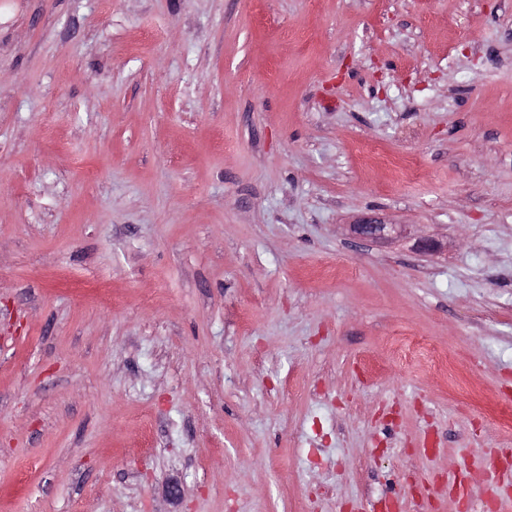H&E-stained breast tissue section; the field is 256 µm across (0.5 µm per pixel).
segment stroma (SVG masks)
<instances>
[{
	"label": "stroma",
	"mask_w": 512,
	"mask_h": 512,
	"mask_svg": "<svg viewBox=\"0 0 512 512\" xmlns=\"http://www.w3.org/2000/svg\"><path fill=\"white\" fill-rule=\"evenodd\" d=\"M386 495L512 512V0H0V512ZM400 224H382L373 220H365L362 224H354V232L360 240H372L388 237L398 232ZM392 349L400 358H408L418 353H425L430 361L433 371L448 383V374L454 377L457 368L448 360V355L436 349L427 337H402L397 338L392 343Z\"/></svg>",
	"instance_id": "stroma-1"
}]
</instances>
